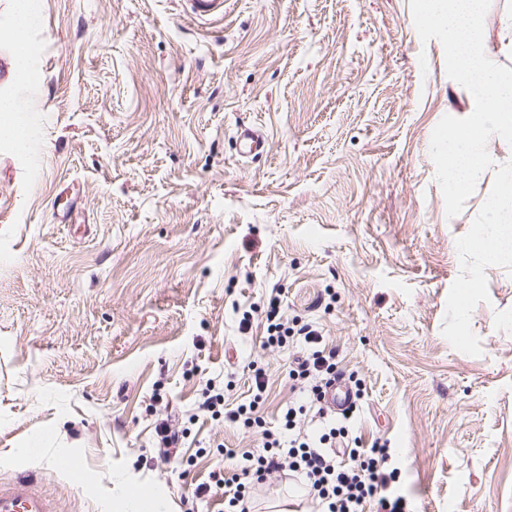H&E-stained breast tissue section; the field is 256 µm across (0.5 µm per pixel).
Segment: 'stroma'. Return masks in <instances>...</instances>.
Wrapping results in <instances>:
<instances>
[{"mask_svg": "<svg viewBox=\"0 0 512 512\" xmlns=\"http://www.w3.org/2000/svg\"><path fill=\"white\" fill-rule=\"evenodd\" d=\"M36 2L30 85L0 39V92L45 141L28 160L0 143V481L33 479L57 512H116L131 482L186 512L262 449L199 412L206 382L235 407L257 362L271 430L301 399L303 344L239 325L276 296L359 382L355 432L387 444L407 512H512V254L466 247L499 170L447 216L431 135L474 100L410 0H224L208 25L177 0ZM509 16L492 0L484 37L512 68ZM241 124L267 154L239 156ZM161 417L186 430L178 463L157 457Z\"/></svg>", "mask_w": 512, "mask_h": 512, "instance_id": "obj_1", "label": "stroma"}]
</instances>
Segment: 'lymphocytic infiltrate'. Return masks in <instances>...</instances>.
<instances>
[{"label":"lymphocytic infiltrate","instance_id":"f902f5d3","mask_svg":"<svg viewBox=\"0 0 512 512\" xmlns=\"http://www.w3.org/2000/svg\"><path fill=\"white\" fill-rule=\"evenodd\" d=\"M265 317V346L279 347L298 338L309 344L307 355L298 358L297 367L291 370L290 376L309 403L321 402L324 386L337 374L334 352L320 348L319 334L308 325L288 326L280 315L278 298L270 299ZM266 388V373L257 368L252 376V402L225 409L223 389L210 382L206 385L201 407L212 417H221L226 422L250 429L262 423L256 408ZM298 414V409L291 407L284 416V428L292 433L288 441H281L272 432L263 431L262 453L243 455L231 476L215 474L216 484L224 488V505L230 512H248L247 503L256 485L273 474L284 472L304 479L319 512H364L370 501L376 502L382 512H405L403 498L390 490L388 479L381 471L388 457L386 448L377 445L353 448L349 450L347 459H337L331 444L336 436L345 435V428L316 436L299 427Z\"/></svg>","mask_w":512,"mask_h":512}]
</instances>
